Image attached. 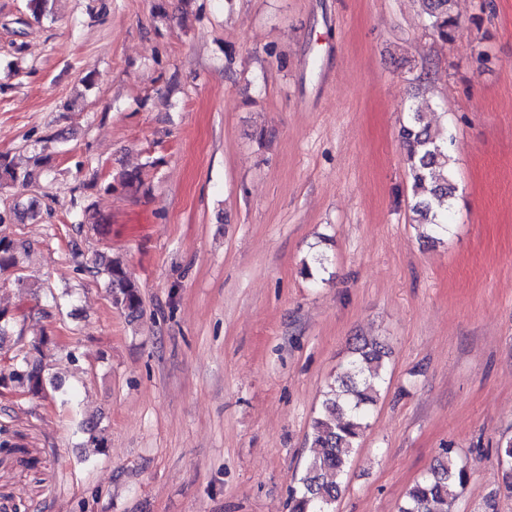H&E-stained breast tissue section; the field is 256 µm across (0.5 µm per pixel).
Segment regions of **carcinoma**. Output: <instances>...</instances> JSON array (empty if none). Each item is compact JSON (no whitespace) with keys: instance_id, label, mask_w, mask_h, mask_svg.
Segmentation results:
<instances>
[{"instance_id":"obj_1","label":"carcinoma","mask_w":512,"mask_h":512,"mask_svg":"<svg viewBox=\"0 0 512 512\" xmlns=\"http://www.w3.org/2000/svg\"><path fill=\"white\" fill-rule=\"evenodd\" d=\"M422 3L437 38L446 42L461 35L462 22L455 11V0H422ZM399 137L410 182L412 223L424 226L431 240L446 236L449 200L455 192L449 150L453 137L432 128L418 109L409 112ZM32 181L33 173L18 171L8 156L0 153V189L17 183L24 186ZM28 248L29 243L22 239L0 236V272L15 275L21 288L29 287L20 266V256ZM94 272L104 277L115 307L130 315L141 311L139 286L120 258L109 256L101 260L95 264ZM48 342L50 337L43 336L22 347L13 357L8 374L0 375V383L9 382L21 394L33 397H44L48 390H57L42 363L31 360L32 354H43ZM385 357L387 352L381 343L362 338L353 347L352 358L344 371L329 385L311 422L304 472L289 491V512H335L343 478L378 402L384 383ZM497 454L504 470V494L509 497L512 496V439L497 448ZM468 480V466L448 449L431 466L428 475L408 490L398 512H448V503L456 499Z\"/></svg>"}]
</instances>
